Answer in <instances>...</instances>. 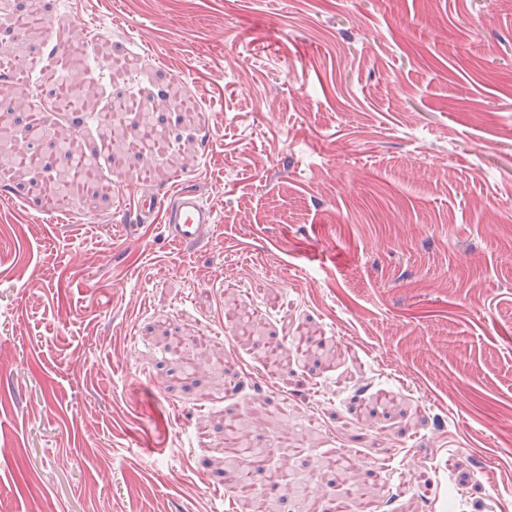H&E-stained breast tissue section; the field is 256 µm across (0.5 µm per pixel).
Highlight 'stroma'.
I'll return each instance as SVG.
<instances>
[{"label":"stroma","mask_w":512,"mask_h":512,"mask_svg":"<svg viewBox=\"0 0 512 512\" xmlns=\"http://www.w3.org/2000/svg\"><path fill=\"white\" fill-rule=\"evenodd\" d=\"M0 99L23 127L82 51L98 104L165 102L164 156L110 155V197L41 205L0 170V512H242L224 423L397 486L394 512H512V0H69ZM112 52L148 67L105 81ZM212 203L203 244L130 191ZM334 347L323 355L321 345Z\"/></svg>","instance_id":"obj_1"}]
</instances>
